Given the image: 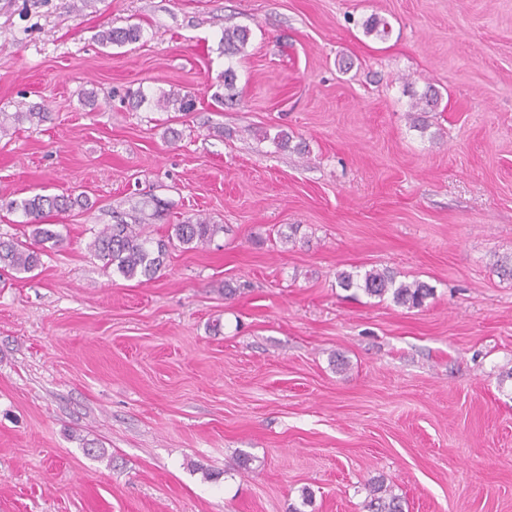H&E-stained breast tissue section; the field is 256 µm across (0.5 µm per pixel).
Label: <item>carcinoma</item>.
<instances>
[{"instance_id":"obj_1","label":"carcinoma","mask_w":512,"mask_h":512,"mask_svg":"<svg viewBox=\"0 0 512 512\" xmlns=\"http://www.w3.org/2000/svg\"><path fill=\"white\" fill-rule=\"evenodd\" d=\"M142 29L138 25L113 27L99 35V42L104 45L123 46L141 39ZM250 39V30L246 27L229 24L224 26V53L240 54ZM237 74L232 67L224 69L222 82L224 93H215L214 99L220 103H233L237 100ZM135 105L151 101L154 107L164 112H190L195 106V99L179 90L160 89L152 96L139 89L133 95ZM438 104V93L427 87L416 94L411 104L418 112H427ZM82 205L81 196L35 194L30 197L1 202L0 209L21 211L28 218L32 227L31 241L19 239H0V271L16 275L28 274L42 265L44 244L56 246L62 242L61 233L53 224L43 223V219L52 212H65L74 206ZM160 216L159 210L147 214L140 212L134 217V223L122 220L115 224H106L99 230L89 244L94 256L104 266L119 273L123 278L132 280L145 278L151 280L163 269L164 260L169 249L177 244L189 249L206 244L222 230V226L211 224L204 219L187 220L172 225L173 232L165 239L156 241L143 235L141 226ZM338 283L345 289L355 288L374 297L392 296L394 302L408 308L421 306L430 294V288L423 282H404L397 280V275L389 269H370L363 273L342 271L338 274ZM368 512H403L402 498L388 485L374 484L369 488Z\"/></svg>"}]
</instances>
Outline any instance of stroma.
Segmentation results:
<instances>
[{
	"instance_id": "stroma-1",
	"label": "stroma",
	"mask_w": 512,
	"mask_h": 512,
	"mask_svg": "<svg viewBox=\"0 0 512 512\" xmlns=\"http://www.w3.org/2000/svg\"><path fill=\"white\" fill-rule=\"evenodd\" d=\"M39 108L0 138V201L90 206L0 272V512H367L376 480L404 512H512V0H0V113ZM157 199L147 237L224 230L113 274L95 232ZM371 268L433 293L339 286ZM142 29L138 25H129L126 27H112L99 35V42L104 45L123 46L134 43L141 39ZM249 39L250 30L248 28L235 24L224 26V36L222 37L224 54H241L248 44ZM150 98L154 107L164 112H191L195 106V99L191 95L175 89H158Z\"/></svg>"
}]
</instances>
